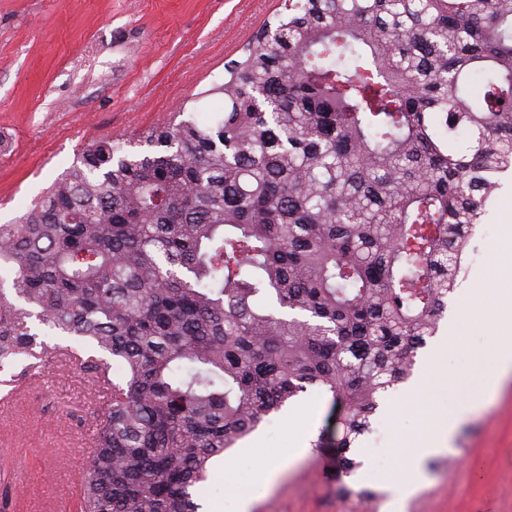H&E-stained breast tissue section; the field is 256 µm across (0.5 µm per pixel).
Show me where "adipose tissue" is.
Returning <instances> with one entry per match:
<instances>
[{"label":"adipose tissue","mask_w":512,"mask_h":512,"mask_svg":"<svg viewBox=\"0 0 512 512\" xmlns=\"http://www.w3.org/2000/svg\"><path fill=\"white\" fill-rule=\"evenodd\" d=\"M462 308L465 323L494 335L490 347L494 357L492 381L501 384L511 379L512 279L493 276L478 287L465 289ZM398 404L419 412L424 423L413 448L398 455V465L407 473L419 471L429 456L451 448L457 428L470 415L469 410L460 409L450 418H443L441 408L428 403L420 390L410 398L399 399Z\"/></svg>","instance_id":"ef3b65f1"}]
</instances>
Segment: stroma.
<instances>
[{
	"instance_id": "1",
	"label": "stroma",
	"mask_w": 512,
	"mask_h": 512,
	"mask_svg": "<svg viewBox=\"0 0 512 512\" xmlns=\"http://www.w3.org/2000/svg\"><path fill=\"white\" fill-rule=\"evenodd\" d=\"M279 0H0V224L14 222L90 141L123 137L181 114L221 109L207 89L241 53L248 35L274 16ZM485 206L464 259L466 275L436 336L419 350L414 378L427 396L453 409L452 382L430 375L434 348L458 335L490 372L484 331L459 330L461 291L496 272L502 215L512 209V173ZM412 381L388 395L361 444L356 480L370 499L338 495L328 453L287 450L296 433L288 413L266 419L217 463L199 489L207 512H234L248 486L252 512H512V381L485 399L470 390L472 413L448 453L401 478L393 453L422 429L395 406ZM97 400L76 365L52 357L38 386L0 405V493L13 512H58L70 501L88 460L86 421ZM281 469L272 486L254 480L256 455Z\"/></svg>"
}]
</instances>
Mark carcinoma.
Masks as SVG:
<instances>
[{"label":"carcinoma","mask_w":512,"mask_h":512,"mask_svg":"<svg viewBox=\"0 0 512 512\" xmlns=\"http://www.w3.org/2000/svg\"><path fill=\"white\" fill-rule=\"evenodd\" d=\"M281 7L203 92L221 111L88 143L0 224L7 383L53 351L99 393L79 512H201L211 464L311 389L313 447L364 493L361 439L512 169V0Z\"/></svg>","instance_id":"obj_1"}]
</instances>
